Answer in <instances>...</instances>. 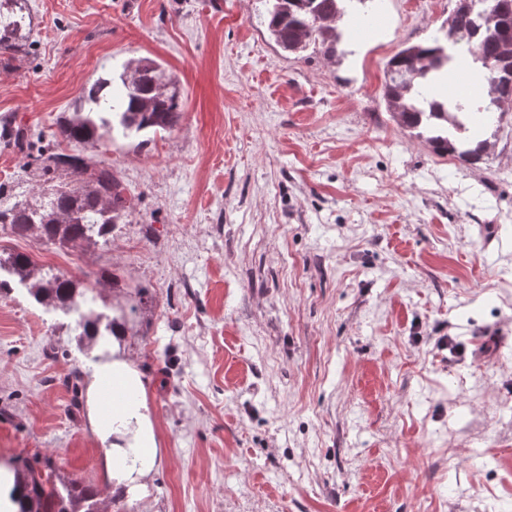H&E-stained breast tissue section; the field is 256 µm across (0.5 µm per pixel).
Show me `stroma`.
<instances>
[{"instance_id": "1", "label": "stroma", "mask_w": 512, "mask_h": 512, "mask_svg": "<svg viewBox=\"0 0 512 512\" xmlns=\"http://www.w3.org/2000/svg\"><path fill=\"white\" fill-rule=\"evenodd\" d=\"M454 0H382L349 54L297 59L259 0H30V54L0 55V121L62 150L64 113L130 58L162 63L182 118L114 137L138 196L107 244L0 232L46 273L108 271L102 322L147 381L161 461L116 496L73 408L99 341L81 309L0 293V462L50 460L101 512H512V113L479 163L387 112L386 63ZM47 186L0 142V207Z\"/></svg>"}]
</instances>
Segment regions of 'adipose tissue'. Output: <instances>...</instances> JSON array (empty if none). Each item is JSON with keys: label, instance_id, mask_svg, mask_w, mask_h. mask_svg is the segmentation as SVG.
<instances>
[{"label": "adipose tissue", "instance_id": "ef3b65f1", "mask_svg": "<svg viewBox=\"0 0 512 512\" xmlns=\"http://www.w3.org/2000/svg\"><path fill=\"white\" fill-rule=\"evenodd\" d=\"M125 393L111 415H102L98 396L105 381ZM90 425L106 453L101 466L120 496H147V481L160 460L155 421L146 399L145 382L132 361L113 355L90 375L87 384Z\"/></svg>", "mask_w": 512, "mask_h": 512}]
</instances>
